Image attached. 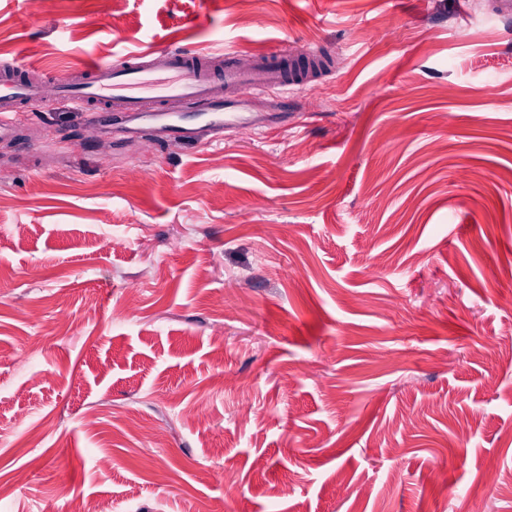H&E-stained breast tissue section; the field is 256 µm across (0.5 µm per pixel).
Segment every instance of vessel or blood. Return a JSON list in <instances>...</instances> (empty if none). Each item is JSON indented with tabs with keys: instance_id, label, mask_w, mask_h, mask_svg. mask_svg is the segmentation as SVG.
I'll use <instances>...</instances> for the list:
<instances>
[{
	"instance_id": "b4317fda",
	"label": "vessel or blood",
	"mask_w": 512,
	"mask_h": 512,
	"mask_svg": "<svg viewBox=\"0 0 512 512\" xmlns=\"http://www.w3.org/2000/svg\"><path fill=\"white\" fill-rule=\"evenodd\" d=\"M310 59L281 48L241 65L234 53L206 50H145L93 62L51 76L26 65L0 66V138L14 133L23 113L43 112L63 99L116 131L138 134L148 121L157 138L188 139L187 119L202 118L220 134L234 126L259 125L252 102L285 96L308 86Z\"/></svg>"
}]
</instances>
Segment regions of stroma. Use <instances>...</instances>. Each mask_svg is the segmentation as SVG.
Wrapping results in <instances>:
<instances>
[{
    "label": "stroma",
    "instance_id": "stroma-1",
    "mask_svg": "<svg viewBox=\"0 0 512 512\" xmlns=\"http://www.w3.org/2000/svg\"><path fill=\"white\" fill-rule=\"evenodd\" d=\"M505 19L0 0V61L54 76L167 47L334 62L214 141L141 149L63 100L0 139V512H512Z\"/></svg>",
    "mask_w": 512,
    "mask_h": 512
}]
</instances>
